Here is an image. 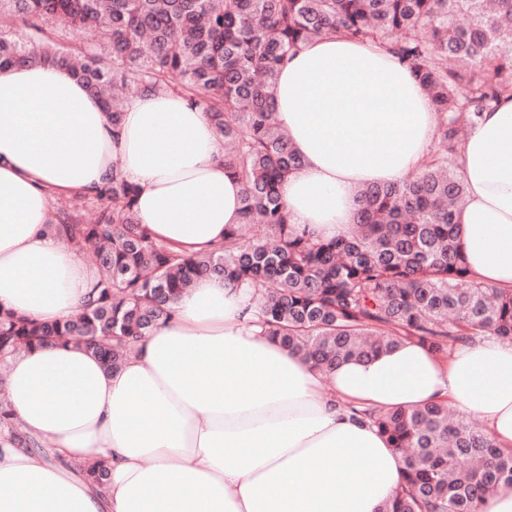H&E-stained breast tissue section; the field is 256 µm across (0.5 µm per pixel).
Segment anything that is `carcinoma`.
<instances>
[{
    "label": "carcinoma",
    "instance_id": "1",
    "mask_svg": "<svg viewBox=\"0 0 512 512\" xmlns=\"http://www.w3.org/2000/svg\"><path fill=\"white\" fill-rule=\"evenodd\" d=\"M2 12L23 30L0 28V70L68 67L101 96L114 125L124 111L114 87L199 105L244 192L243 223L223 245L179 252L141 227L138 188L112 163L95 192L108 204L94 223L61 211L47 225L71 244L97 246L92 298L52 324L0 311L1 362L51 340L116 370L201 275L254 289L271 335L323 372L403 340L443 357L482 336L512 343V289L471 277L456 221L467 187L448 167L462 132L512 98V0H0ZM88 29L97 35L91 44ZM336 34L387 46L423 86L438 124L419 172L364 186L354 228L320 239L288 220L280 185L302 159L276 121L271 88L291 51ZM360 414L401 458L400 486L379 512H477L483 498L512 486V451L445 402ZM3 433L14 448L43 450L0 393ZM81 472L105 489V462Z\"/></svg>",
    "mask_w": 512,
    "mask_h": 512
}]
</instances>
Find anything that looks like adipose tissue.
Instances as JSON below:
<instances>
[{
    "mask_svg": "<svg viewBox=\"0 0 512 512\" xmlns=\"http://www.w3.org/2000/svg\"><path fill=\"white\" fill-rule=\"evenodd\" d=\"M272 96L303 158L282 198L298 230L323 238L348 232L358 189L417 172L437 125L391 52L340 36L290 54ZM223 152L181 97L141 91L115 125L67 69L0 71V307L44 323L81 311L96 274L45 224L53 197L94 193L116 167L153 238L188 252L223 244L243 194ZM458 165L468 269L512 289V99L469 129ZM173 309L113 372L56 342L9 359L6 396L46 448L0 440V512H378L401 460L354 405L445 401L512 450L510 343H461L442 359L408 340L324 373L257 324L246 288L204 276ZM100 458L102 492L78 470Z\"/></svg>",
    "mask_w": 512,
    "mask_h": 512,
    "instance_id": "adipose-tissue-1",
    "label": "adipose tissue"
}]
</instances>
